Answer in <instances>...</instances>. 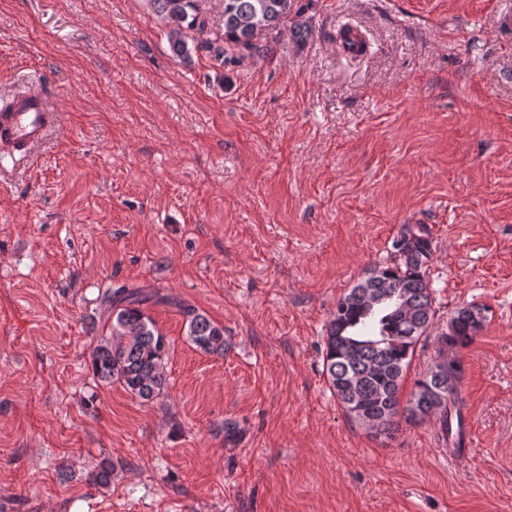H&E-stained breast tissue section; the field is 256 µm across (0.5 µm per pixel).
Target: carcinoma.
Wrapping results in <instances>:
<instances>
[{
  "label": "carcinoma",
  "mask_w": 512,
  "mask_h": 512,
  "mask_svg": "<svg viewBox=\"0 0 512 512\" xmlns=\"http://www.w3.org/2000/svg\"><path fill=\"white\" fill-rule=\"evenodd\" d=\"M169 28L168 36L182 59L201 53L222 64H238L263 53L258 36L277 34L288 24L295 0H223L224 27L210 26L198 0H152ZM392 263L375 266L336 304L326 330L323 366L330 388L348 416L362 427L367 419L382 421L387 438L399 413L408 420L434 417L444 434L461 422L463 373L454 359L446 370H428L415 382L406 407L401 387L417 343L435 316L433 288L427 279L433 259L431 232L425 224L408 226L393 244ZM110 337L91 354L93 375L102 383L120 384L132 396L150 401L167 387L166 336L144 305L167 299L140 289H111L104 296ZM190 342L206 353L224 354V328L195 309L184 310ZM484 309H458L441 348L465 346L483 326Z\"/></svg>",
  "instance_id": "obj_1"
}]
</instances>
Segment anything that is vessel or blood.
<instances>
[{"label":"vessel or blood","instance_id":"1","mask_svg":"<svg viewBox=\"0 0 512 512\" xmlns=\"http://www.w3.org/2000/svg\"><path fill=\"white\" fill-rule=\"evenodd\" d=\"M59 122L60 115L50 106L46 92L28 90L15 99L10 111L0 113V149L26 153L41 144Z\"/></svg>","mask_w":512,"mask_h":512}]
</instances>
